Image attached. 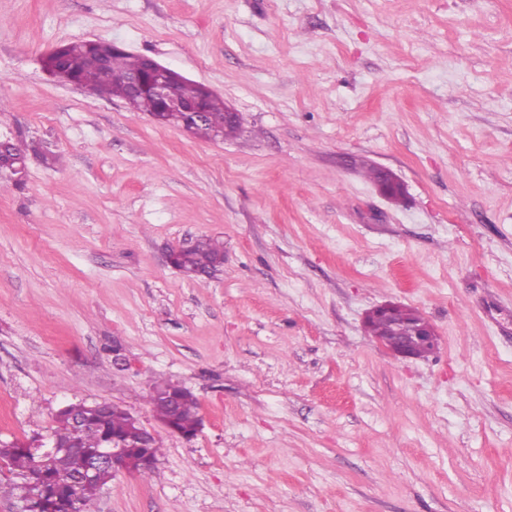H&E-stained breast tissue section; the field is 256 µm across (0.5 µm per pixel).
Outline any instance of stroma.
Masks as SVG:
<instances>
[{
  "mask_svg": "<svg viewBox=\"0 0 512 512\" xmlns=\"http://www.w3.org/2000/svg\"><path fill=\"white\" fill-rule=\"evenodd\" d=\"M76 40L206 85L239 132L50 78ZM5 139L28 172L0 177V441L86 401L163 446L89 512H512V0H0ZM204 237L217 276L167 263ZM386 302L433 354L366 332ZM157 379L196 396L193 439ZM405 308L407 310V314L400 320L402 325L400 326L399 336L384 344L380 341L378 336L382 339L389 338L391 327L387 322L376 321L372 324L373 337L384 345L394 356L416 359L422 358L420 356H416L414 349L419 347L422 351L433 352L437 348L438 344L437 335L431 324L424 319L425 322L416 327L411 336H407L410 333V322L414 316L418 317V322H422V316L414 309L408 307ZM169 385L168 380L159 379L153 384L152 390L149 393L148 402L151 405L155 414L164 419H168L170 415V409L164 403L163 399L158 396V393L163 391ZM190 390L178 383H170L169 387L163 394V398L166 403L171 407L176 405L182 397L187 394Z\"/></svg>",
  "mask_w": 512,
  "mask_h": 512,
  "instance_id": "stroma-1",
  "label": "stroma"
}]
</instances>
